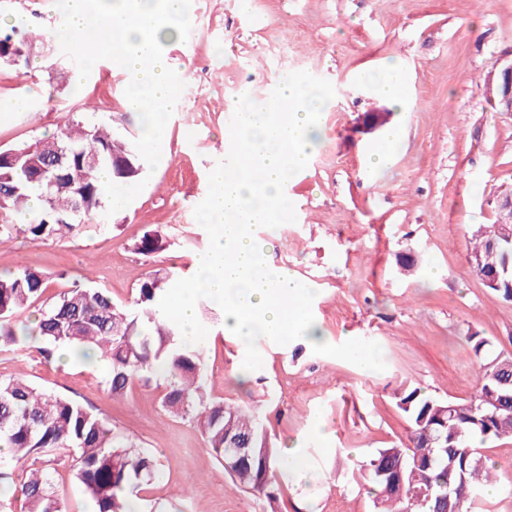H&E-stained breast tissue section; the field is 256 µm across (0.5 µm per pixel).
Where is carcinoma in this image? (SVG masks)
<instances>
[{
    "label": "carcinoma",
    "instance_id": "cac0c4a2",
    "mask_svg": "<svg viewBox=\"0 0 512 512\" xmlns=\"http://www.w3.org/2000/svg\"><path fill=\"white\" fill-rule=\"evenodd\" d=\"M35 33L0 35V59L23 61ZM13 148L0 160V242L13 238L15 213L26 216L24 232L35 240L73 235L83 222L106 210L103 177L126 185L138 181L145 161L134 140L119 128L87 123L71 115L59 133ZM66 155L57 162L56 149ZM40 204L29 205L32 195ZM502 227L487 224L472 234L467 258L480 261L487 285L505 300H512V252H504ZM161 247V235H143L136 250L144 257ZM179 268L155 272L136 288L134 310L112 301L101 288L73 287L50 303H40L49 277L36 269L19 268L0 275V347H19L13 319L33 307L37 315L26 326L39 338L41 353L69 347L82 353L100 350L110 364L107 392L123 395L134 381L148 383L155 376L168 381L161 406L175 416L188 417L201 428L208 449L224 461L230 442L250 449L229 475L233 483L270 497L269 480L289 473L277 469L279 450L271 442L259 415L249 409L207 397L200 383L205 348L184 341L180 325L162 312L177 287ZM478 364L479 387L468 400H443L414 388L398 393V405L408 420L402 446L380 448L368 464L378 492L380 512H477L484 503L485 483L492 466L482 445L512 437V388L505 373L486 356L487 341L469 336ZM0 484L6 497L21 503V512H63L51 477L58 451L80 450L73 458L75 478L95 503V512H129L127 501L137 488L149 483L153 459L139 451L129 437L113 429L103 417L83 405L40 388L22 378L0 379ZM31 455L41 460L14 483L12 467Z\"/></svg>",
    "mask_w": 512,
    "mask_h": 512
}]
</instances>
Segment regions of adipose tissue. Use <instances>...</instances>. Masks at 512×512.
Instances as JSON below:
<instances>
[{
    "label": "adipose tissue",
    "mask_w": 512,
    "mask_h": 512,
    "mask_svg": "<svg viewBox=\"0 0 512 512\" xmlns=\"http://www.w3.org/2000/svg\"><path fill=\"white\" fill-rule=\"evenodd\" d=\"M313 95L304 80L284 78L269 108L237 105L239 139L247 147L233 167L213 170L206 195V220L214 226L208 248L196 258L197 279L178 289L164 311L186 337L201 331L195 299L208 292L224 307V327L250 342L324 338L310 318L314 294L286 271L267 272L253 230L279 223L282 192L294 173L304 170L317 144L319 125Z\"/></svg>",
    "instance_id": "ef3b65f1"
}]
</instances>
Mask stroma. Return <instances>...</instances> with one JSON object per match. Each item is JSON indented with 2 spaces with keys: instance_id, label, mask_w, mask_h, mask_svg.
I'll use <instances>...</instances> for the list:
<instances>
[{
  "instance_id": "stroma-1",
  "label": "stroma",
  "mask_w": 512,
  "mask_h": 512,
  "mask_svg": "<svg viewBox=\"0 0 512 512\" xmlns=\"http://www.w3.org/2000/svg\"><path fill=\"white\" fill-rule=\"evenodd\" d=\"M60 16L54 0H0L1 31L41 32L27 67L0 59V150L56 133L68 115L88 110L107 121L124 114V127L142 133L127 108L124 68L99 61L76 85L77 67L55 34ZM189 19L186 41L163 42L185 89L142 192L77 236L0 243V274L38 269L51 278L48 296L93 285L124 306L153 271L175 265L191 281L212 232L209 174L232 161L235 106L244 98L265 106L286 75L314 82L325 95L322 133L283 192L292 219L254 235L269 270L315 289L310 311L328 346L244 343L225 334L219 309L198 319L209 336L202 379L211 397L260 411L277 447L297 440L306 450L316 479L282 485L264 512H375L366 465L406 439L398 393L474 396V332L491 354L512 358V301L486 288L466 260L473 225L496 222L499 193L512 188V117L494 112L486 91L493 61L512 53V0H192ZM392 61L410 86L397 107L372 81ZM27 94L29 111H17L15 99ZM370 112L385 119L371 132L362 125ZM390 128L398 140L387 152ZM156 228L165 245L148 259L135 245ZM404 255L418 263L406 275ZM353 346L380 349L379 367L359 370L346 354ZM15 376L103 412L156 459L140 512H252L251 494L233 487L196 423L162 409L157 381L112 398L106 371L78 357L46 361L34 341L0 349V379ZM483 453L498 473L491 512H512V438L487 442ZM69 458L62 451L53 473L57 493L66 512H94Z\"/></svg>"
}]
</instances>
